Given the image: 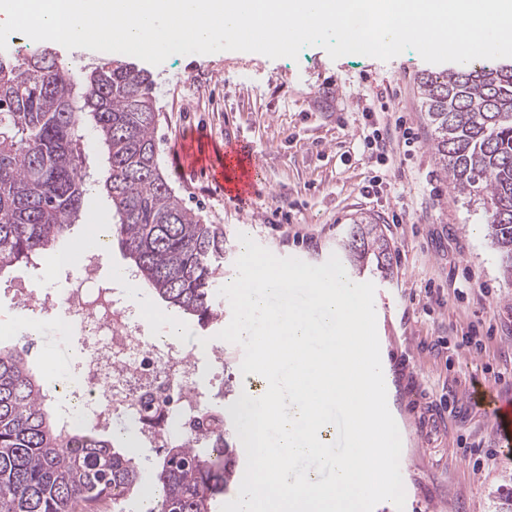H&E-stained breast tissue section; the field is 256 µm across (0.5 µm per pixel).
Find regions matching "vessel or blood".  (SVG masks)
Wrapping results in <instances>:
<instances>
[{
  "instance_id": "b4317fda",
  "label": "vessel or blood",
  "mask_w": 512,
  "mask_h": 512,
  "mask_svg": "<svg viewBox=\"0 0 512 512\" xmlns=\"http://www.w3.org/2000/svg\"><path fill=\"white\" fill-rule=\"evenodd\" d=\"M215 178L224 182V194L243 205L264 185L263 160L253 145L238 138L224 144V167L213 170ZM484 405L493 418V435L505 448L512 446V404L486 399Z\"/></svg>"
}]
</instances>
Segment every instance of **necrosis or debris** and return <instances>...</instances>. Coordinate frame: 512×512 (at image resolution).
<instances>
[{
  "instance_id": "4bbe7bcc",
  "label": "necrosis or debris",
  "mask_w": 512,
  "mask_h": 512,
  "mask_svg": "<svg viewBox=\"0 0 512 512\" xmlns=\"http://www.w3.org/2000/svg\"><path fill=\"white\" fill-rule=\"evenodd\" d=\"M11 299L32 317L54 320L64 339L80 338L74 364L54 388L66 421L108 431L127 418L141 424V443L167 448L174 434H188L204 405L224 399L223 384L199 387V362L177 340L147 333L142 314L101 276L97 256L66 270L63 287L15 289Z\"/></svg>"
}]
</instances>
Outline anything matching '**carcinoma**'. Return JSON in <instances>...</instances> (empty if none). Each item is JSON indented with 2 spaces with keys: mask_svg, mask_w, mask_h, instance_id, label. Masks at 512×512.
Segmentation results:
<instances>
[{
  "mask_svg": "<svg viewBox=\"0 0 512 512\" xmlns=\"http://www.w3.org/2000/svg\"><path fill=\"white\" fill-rule=\"evenodd\" d=\"M418 86L440 169L489 214L491 244L512 282V68L468 64L425 74ZM87 113L108 155L103 189L134 272L169 305L210 321L224 231L188 209L160 168L149 76L110 59L78 87L47 49L22 61L0 54V273L32 263L80 223L91 188ZM343 248L359 271L371 257L382 273L390 270V244L369 217L349 225ZM24 352L0 347V512L119 507L118 498L139 486L135 458L110 435L60 425ZM201 417L221 442L206 454L173 444L146 490L151 512H211L215 497L232 487L239 455L229 421L207 406Z\"/></svg>",
  "mask_w": 512,
  "mask_h": 512,
  "instance_id": "carcinoma-1",
  "label": "carcinoma"
}]
</instances>
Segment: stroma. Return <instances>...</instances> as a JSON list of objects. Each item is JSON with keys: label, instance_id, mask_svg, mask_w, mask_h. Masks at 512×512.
<instances>
[{"label": "stroma", "instance_id": "35a3bbf8", "mask_svg": "<svg viewBox=\"0 0 512 512\" xmlns=\"http://www.w3.org/2000/svg\"><path fill=\"white\" fill-rule=\"evenodd\" d=\"M136 66L153 83L155 140L167 181L187 208L224 230L222 283L236 276L239 234L277 256L319 265L338 253L353 218L378 222L391 247L390 273L381 277L370 266L358 279L374 283L387 301L376 310L377 333L388 407L402 441L405 504L399 511L384 501L374 512H488L490 493L512 479V454L497 445L491 416L469 395L478 385L487 396L512 401V284L503 279L484 209L452 189L429 147L417 79L434 64L413 50L387 61L334 60L313 46L294 60L222 51ZM365 94L416 129L420 145L405 169L380 166L364 149L356 102ZM239 136L262 155L269 186L247 210L227 200L208 172L190 169L181 152L191 140L220 149ZM375 175L383 182L373 188ZM406 205L410 216L392 223L393 210ZM83 211V223L43 255V265L70 251L85 225L112 220L100 191L85 195ZM465 274L472 288L461 297L456 288ZM428 284L438 288L439 302L427 303ZM141 298L153 322L178 320L181 343L202 362L209 350L201 339L232 317L220 296L214 299L219 316L207 323L149 290ZM474 327L478 351L465 344ZM26 348L38 370L47 359L58 367L74 359L73 344L61 342L49 320Z\"/></svg>", "mask_w": 512, "mask_h": 512}]
</instances>
